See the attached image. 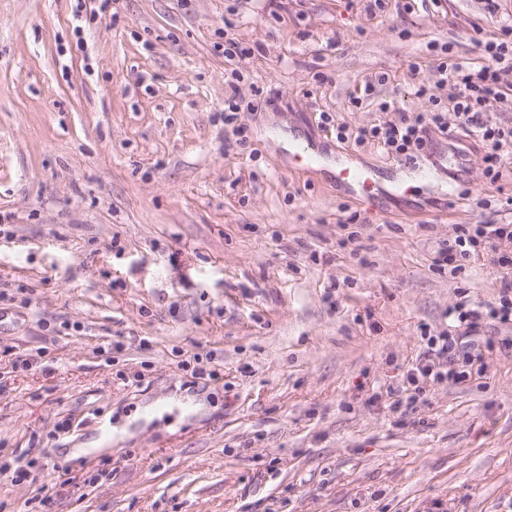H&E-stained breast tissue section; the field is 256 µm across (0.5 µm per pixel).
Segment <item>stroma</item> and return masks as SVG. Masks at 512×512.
<instances>
[{
  "label": "stroma",
  "mask_w": 512,
  "mask_h": 512,
  "mask_svg": "<svg viewBox=\"0 0 512 512\" xmlns=\"http://www.w3.org/2000/svg\"><path fill=\"white\" fill-rule=\"evenodd\" d=\"M99 5L0 0V462L31 467L0 512H512V323L448 317L512 266L434 263L459 225L512 223V158L495 180L438 137L448 192L364 201L337 161L408 164L320 120L456 125L439 60L483 65L512 0ZM288 132L323 165L294 170ZM443 331L465 378L413 395Z\"/></svg>",
  "instance_id": "obj_1"
}]
</instances>
